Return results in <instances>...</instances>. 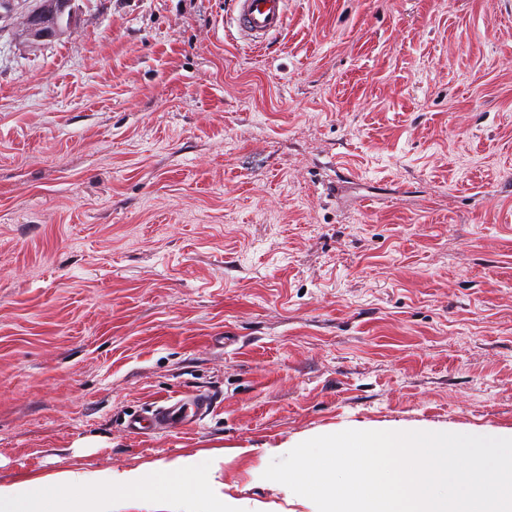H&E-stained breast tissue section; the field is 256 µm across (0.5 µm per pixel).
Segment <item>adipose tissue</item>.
<instances>
[{
    "label": "adipose tissue",
    "instance_id": "obj_1",
    "mask_svg": "<svg viewBox=\"0 0 512 512\" xmlns=\"http://www.w3.org/2000/svg\"><path fill=\"white\" fill-rule=\"evenodd\" d=\"M223 461L220 453H198L123 470L64 471L52 476L47 495L39 478L0 483V512H112V493L152 492L174 501L187 487L195 492L194 512H243L242 500L224 491ZM79 489L86 495L77 500Z\"/></svg>",
    "mask_w": 512,
    "mask_h": 512
}]
</instances>
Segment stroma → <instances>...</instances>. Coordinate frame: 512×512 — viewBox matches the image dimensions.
Wrapping results in <instances>:
<instances>
[{
	"label": "stroma",
	"mask_w": 512,
	"mask_h": 512,
	"mask_svg": "<svg viewBox=\"0 0 512 512\" xmlns=\"http://www.w3.org/2000/svg\"><path fill=\"white\" fill-rule=\"evenodd\" d=\"M71 0L0 24V482L512 428V0ZM183 433L122 421L189 390ZM41 2V6L38 7L45 19H47V23H51L54 14L57 9V1L58 0H39ZM24 24L27 26L28 30L31 32L32 36L38 40H49L55 37L57 25L48 26L42 17L40 11L38 9H28L23 13ZM288 0H235L234 21L239 39L259 47L280 33L287 20Z\"/></svg>",
	"instance_id": "35a3bbf8"
}]
</instances>
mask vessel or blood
Returning a JSON list of instances; mask_svg holds the SVG:
<instances>
[{
	"label": "vessel or blood",
	"instance_id": "1",
	"mask_svg": "<svg viewBox=\"0 0 512 512\" xmlns=\"http://www.w3.org/2000/svg\"><path fill=\"white\" fill-rule=\"evenodd\" d=\"M288 0H234V21L241 41L249 47L263 45L280 33L287 20ZM215 402L204 392L182 393L154 402L150 413L129 418L130 434L176 433L197 426L212 413Z\"/></svg>",
	"mask_w": 512,
	"mask_h": 512
}]
</instances>
